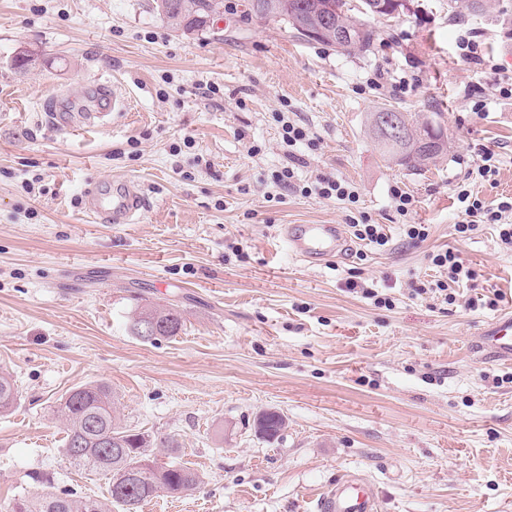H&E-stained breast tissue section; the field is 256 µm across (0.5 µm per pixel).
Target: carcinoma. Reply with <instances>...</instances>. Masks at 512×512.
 <instances>
[{"mask_svg":"<svg viewBox=\"0 0 512 512\" xmlns=\"http://www.w3.org/2000/svg\"><path fill=\"white\" fill-rule=\"evenodd\" d=\"M335 7L336 23L315 37L306 34L320 25L327 2ZM376 9L371 15L384 16L403 7L402 0H371ZM448 0L449 12L462 16L466 10L478 14L486 9L487 0ZM244 13L262 21L283 22L298 38L324 43L346 52H366L376 40L377 32L353 18L351 0H244ZM156 9L184 30L203 28L204 19L224 9V0H156ZM383 112L392 115L402 126L400 144H381L382 153L401 165L420 170L448 151V141L440 125L428 127L411 114L395 108ZM153 322L158 335L141 338L152 343L160 338L177 336L184 320L174 308L142 306L132 316L129 328L139 335L144 322ZM18 400V387L12 377L0 373V412L6 413ZM66 421L63 451L71 462L88 474L109 479V498L100 500L76 487L47 491L36 497L17 495L3 506V512H139L141 504L159 494L181 497L197 488L198 477L192 471L175 465L147 463L148 448L154 446L149 436L120 426L114 416V396L104 383L86 384L68 393L61 404ZM283 417L264 412L256 421L258 433L272 439L284 428Z\"/></svg>","mask_w":512,"mask_h":512,"instance_id":"1","label":"carcinoma"}]
</instances>
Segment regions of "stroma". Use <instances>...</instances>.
Listing matches in <instances>:
<instances>
[{
	"label": "stroma",
	"instance_id": "35a3bbf8",
	"mask_svg": "<svg viewBox=\"0 0 512 512\" xmlns=\"http://www.w3.org/2000/svg\"><path fill=\"white\" fill-rule=\"evenodd\" d=\"M224 2L223 22L183 31L154 0H0V371L19 390L0 413V502L39 494V473L106 496L104 477L64 455L59 411L101 381L120 425L178 439L158 464L201 478L141 512H317L347 472L367 477L379 512H512V366L469 352L512 305V250L489 226L453 234L458 186L512 197V98L497 91L512 79V0L462 18L448 0H407L392 18L365 16L378 32L365 54ZM464 31L483 64L461 58ZM22 50L34 55L25 70L13 65ZM380 74L385 87L368 88ZM401 80L413 91L392 92ZM99 82L129 102L109 126L45 123L51 100L91 105ZM384 106L436 120L447 153L418 171L382 156L368 117ZM278 112L316 149L285 151ZM485 150L495 175L469 178ZM286 165L297 190L272 179ZM320 176L351 183L355 208L300 193ZM123 180L147 200L139 223L86 219L83 190ZM395 184L416 200L404 218ZM362 214L386 226L388 251L354 239L312 264L282 234ZM405 222L429 225L428 239L409 244ZM446 246L478 272L451 305L416 292L439 279L428 255ZM355 274L393 308L349 292ZM490 290L496 308L468 309ZM144 305L178 310L183 330L141 342L129 320ZM264 411L285 420L275 439L254 430Z\"/></svg>",
	"mask_w": 512,
	"mask_h": 512
}]
</instances>
